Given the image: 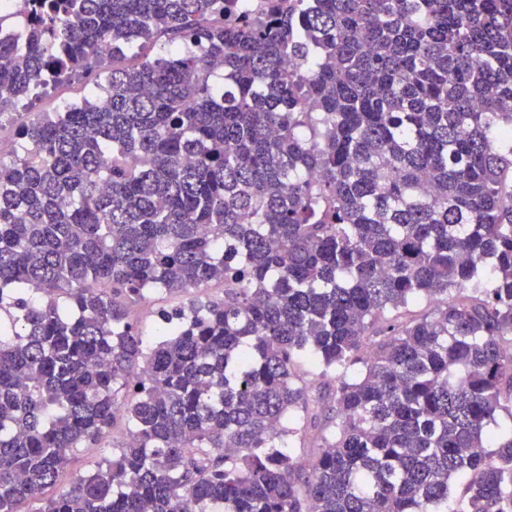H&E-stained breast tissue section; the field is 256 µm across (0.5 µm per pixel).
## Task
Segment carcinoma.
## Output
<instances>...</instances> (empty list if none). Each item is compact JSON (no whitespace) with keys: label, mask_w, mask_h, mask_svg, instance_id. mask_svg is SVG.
<instances>
[{"label":"carcinoma","mask_w":512,"mask_h":512,"mask_svg":"<svg viewBox=\"0 0 512 512\" xmlns=\"http://www.w3.org/2000/svg\"><path fill=\"white\" fill-rule=\"evenodd\" d=\"M248 8L47 0L0 38V512H447L460 474L512 512V0ZM216 281L145 346L131 305ZM94 94L90 92L84 79L74 80L57 86H50L47 92L36 103V111L49 113L60 112L62 107L70 101L79 100L83 96ZM18 122L8 121V116L2 118V126L0 128V154L3 158L8 159L17 150L20 139L17 130ZM126 436L124 421L121 416H117L114 428L110 430L108 437L101 443H89L86 448H77L71 455V461L68 471L64 476L62 482L56 489L49 490L46 494L50 496L62 489L69 481L72 475L79 473H86L94 470L96 466L104 459L112 458V444L121 443Z\"/></svg>","instance_id":"carcinoma-1"}]
</instances>
